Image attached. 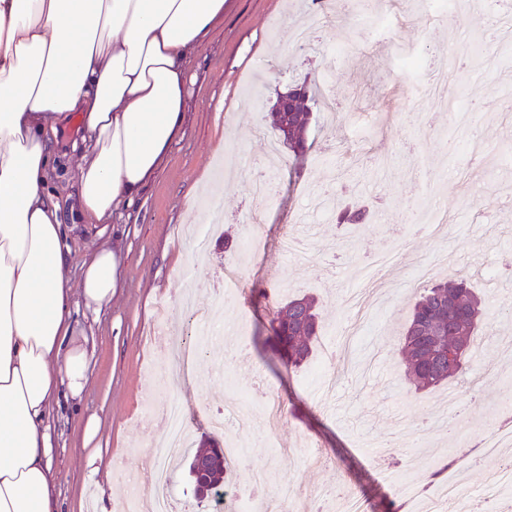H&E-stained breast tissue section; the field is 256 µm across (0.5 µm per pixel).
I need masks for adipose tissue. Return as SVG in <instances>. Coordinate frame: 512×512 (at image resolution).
<instances>
[{
    "mask_svg": "<svg viewBox=\"0 0 512 512\" xmlns=\"http://www.w3.org/2000/svg\"><path fill=\"white\" fill-rule=\"evenodd\" d=\"M226 0H0V512H55L53 404L82 398L88 339L71 325L112 301L107 245L65 273L66 224L45 191L52 138L78 116V219L105 223L160 172L180 134L188 52Z\"/></svg>",
    "mask_w": 512,
    "mask_h": 512,
    "instance_id": "adipose-tissue-1",
    "label": "adipose tissue"
}]
</instances>
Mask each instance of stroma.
I'll return each mask as SVG.
<instances>
[{"label": "stroma", "instance_id": "1", "mask_svg": "<svg viewBox=\"0 0 512 512\" xmlns=\"http://www.w3.org/2000/svg\"><path fill=\"white\" fill-rule=\"evenodd\" d=\"M336 4L320 0H227L224 19L193 49L181 134L160 175L111 223L69 233L66 275L78 286L81 264L100 244L116 248L120 286L109 305L91 313L73 305L77 333L93 345L90 383L77 401L55 407L51 419L58 461L57 512H117L134 473L135 457L150 453L151 435L164 424L144 405L149 376L169 379V393L186 411L192 444L208 435L210 413L227 408L230 391L253 404L240 471L267 467L270 482L260 497L275 512L282 494L298 512H339L332 491L350 494L362 512H383L389 501L417 495L414 487L386 482L384 468L412 471L459 455L446 427L421 425L418 409L462 405L465 433L488 429L500 389L512 384V57L495 18L512 15V0H461L457 14L434 18L418 0H383L378 36L357 15L311 24L309 43L296 46L289 28ZM309 23V22H308ZM478 42L480 61L448 65L447 83L473 122L455 126L444 109L424 106L429 78L397 71L403 50L424 48L430 62L442 48ZM348 48L340 58L337 48ZM416 100L406 105L402 82ZM329 83L337 113H314L307 150L279 149V166L267 164L278 140L268 113L291 86ZM82 136L77 121L56 138L55 171L48 195L69 220L76 191L72 145ZM431 162L441 181L426 184L419 159ZM271 176L264 200L254 179ZM221 185L217 200L225 223L204 236L208 217L198 198ZM431 190L447 214L442 227L416 225L411 209L418 192ZM362 204L364 227L338 223L333 202ZM403 245L383 270L368 275V258L393 237ZM256 247L239 265L246 238ZM239 265L241 285L216 301L205 282ZM435 265L429 284L467 273L489 305L478 338L483 358H472L448 387L415 391L393 336L416 290L408 271ZM191 283L200 306H210L215 339L181 304ZM271 288L276 298L309 294L323 320L319 347L300 367L284 364L268 342L269 311L250 291ZM170 307L169 334L198 346L182 373L172 371L155 320L159 300ZM282 406L267 423L268 399Z\"/></svg>", "mask_w": 512, "mask_h": 512}]
</instances>
